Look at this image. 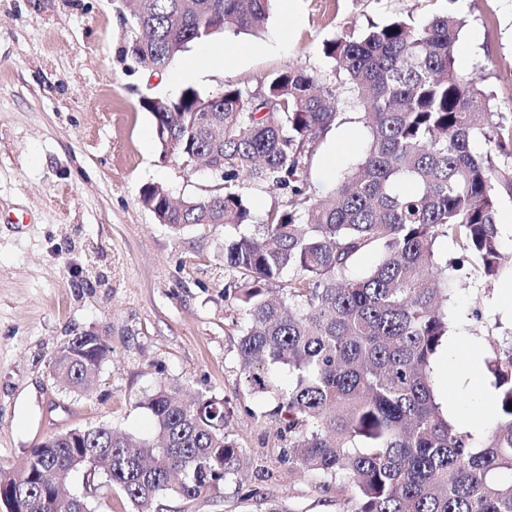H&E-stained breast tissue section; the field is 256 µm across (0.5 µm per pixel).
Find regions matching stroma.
<instances>
[{
  "instance_id": "1",
  "label": "stroma",
  "mask_w": 512,
  "mask_h": 512,
  "mask_svg": "<svg viewBox=\"0 0 512 512\" xmlns=\"http://www.w3.org/2000/svg\"><path fill=\"white\" fill-rule=\"evenodd\" d=\"M448 10L467 21L460 40L471 56L462 72L512 121V0H297L294 16L274 8L260 34H221L242 52L235 68L185 85L173 77L186 56L155 76L121 56L127 26L115 0H0V470L70 429L107 424L151 437L142 402L169 381L188 399H228L226 434L270 476L247 475L250 501L228 484L193 502L167 495L163 512H261L266 501L294 512H351L349 485L280 460L279 424L268 415L276 397L253 392L239 364L246 315L227 290L237 276L224 267V227L178 233L142 204L144 185L186 198L204 194L211 180L162 156L139 100L186 86L204 94L254 88L287 65L322 74L323 45L337 35ZM357 116L347 108L345 123L328 133L310 170L316 190L332 189L362 159L368 134ZM510 284L506 272L457 288L448 302L460 340L436 354L431 371L439 402L458 412L481 391L470 344L485 348L489 336L512 331V308L498 303ZM84 333L101 336L111 353L93 391L78 394L61 388L51 367ZM70 490L92 512H133L86 468L72 473Z\"/></svg>"
}]
</instances>
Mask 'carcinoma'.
I'll return each mask as SVG.
<instances>
[{
	"mask_svg": "<svg viewBox=\"0 0 512 512\" xmlns=\"http://www.w3.org/2000/svg\"><path fill=\"white\" fill-rule=\"evenodd\" d=\"M275 0H140L129 18L124 58L160 73L175 57L227 30L258 32ZM465 20L447 11L422 24L395 18L323 45L330 73L288 65L257 89L227 85L206 96L140 103L172 138V156L190 170L207 154L216 182L167 208L161 184L140 190L180 232L198 224L236 230L224 238V267L242 277L235 299L248 321L239 363L251 390L292 382L269 416L279 420L282 461L354 489L350 512H512V333L491 338L487 363L497 390L484 441L448 420L431 361L448 341V302L462 280L501 275L496 185L511 184L494 155L512 146V128L492 96L455 67ZM363 112L368 142L360 164L319 194L309 170L327 134L344 122L347 97ZM484 140L477 154L473 141ZM248 177L291 199L242 232ZM463 255L440 262L438 238ZM379 254L355 277L358 259ZM288 283H281L284 272ZM280 284L281 296H268ZM110 348L75 336L52 376L89 392ZM163 382L143 405L155 437L136 440L102 424L48 437L21 468L0 471V494L22 512H64L65 486L79 466L120 489L134 512H161L168 492L191 502L238 480L246 459L225 432L224 400L192 404Z\"/></svg>",
	"mask_w": 512,
	"mask_h": 512,
	"instance_id": "carcinoma-1",
	"label": "carcinoma"
}]
</instances>
